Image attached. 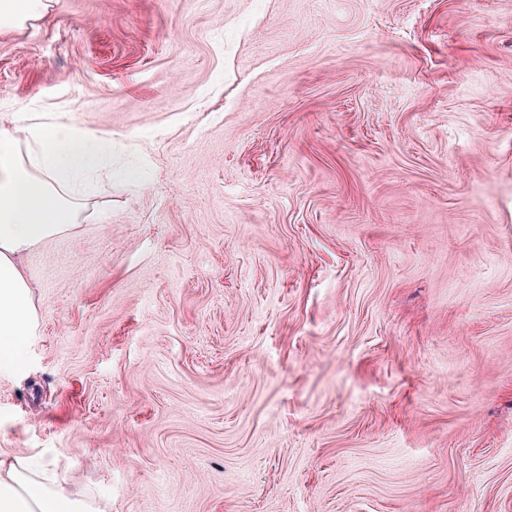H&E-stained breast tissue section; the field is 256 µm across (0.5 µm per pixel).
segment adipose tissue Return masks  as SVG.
<instances>
[{"mask_svg":"<svg viewBox=\"0 0 512 512\" xmlns=\"http://www.w3.org/2000/svg\"><path fill=\"white\" fill-rule=\"evenodd\" d=\"M11 121L27 141L0 129V377L20 378L28 372L37 324L23 259L33 247L76 228L75 202L90 195L94 175L110 167L112 142L45 114L16 112ZM0 512H109V504L72 491L47 466L0 453Z\"/></svg>","mask_w":512,"mask_h":512,"instance_id":"obj_1","label":"adipose tissue"}]
</instances>
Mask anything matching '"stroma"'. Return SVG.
<instances>
[{
  "label": "stroma",
  "mask_w": 512,
  "mask_h": 512,
  "mask_svg": "<svg viewBox=\"0 0 512 512\" xmlns=\"http://www.w3.org/2000/svg\"><path fill=\"white\" fill-rule=\"evenodd\" d=\"M20 111L112 176L24 258L1 453L110 512H512V0H52Z\"/></svg>",
  "instance_id": "35a3bbf8"
}]
</instances>
